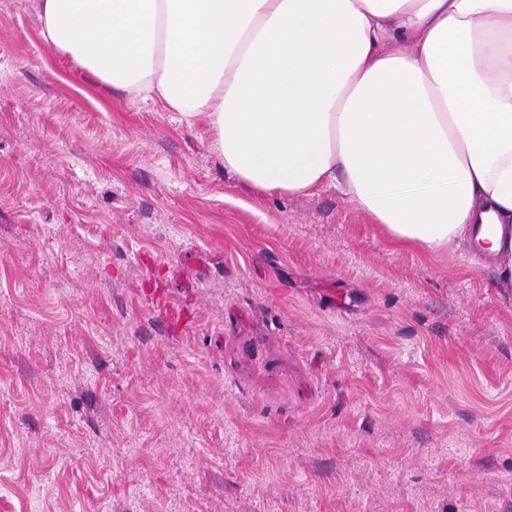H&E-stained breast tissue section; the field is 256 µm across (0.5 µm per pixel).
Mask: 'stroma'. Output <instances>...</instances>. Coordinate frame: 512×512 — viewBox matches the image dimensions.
Here are the masks:
<instances>
[{
    "label": "stroma",
    "mask_w": 512,
    "mask_h": 512,
    "mask_svg": "<svg viewBox=\"0 0 512 512\" xmlns=\"http://www.w3.org/2000/svg\"><path fill=\"white\" fill-rule=\"evenodd\" d=\"M0 0V512H512V295Z\"/></svg>",
    "instance_id": "obj_1"
}]
</instances>
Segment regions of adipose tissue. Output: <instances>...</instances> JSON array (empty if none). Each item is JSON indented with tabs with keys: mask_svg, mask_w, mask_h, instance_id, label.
<instances>
[{
	"mask_svg": "<svg viewBox=\"0 0 512 512\" xmlns=\"http://www.w3.org/2000/svg\"><path fill=\"white\" fill-rule=\"evenodd\" d=\"M38 21L103 82L205 118L254 190L339 181L397 243H466L512 288V0H38Z\"/></svg>",
	"mask_w": 512,
	"mask_h": 512,
	"instance_id": "adipose-tissue-1",
	"label": "adipose tissue"
}]
</instances>
